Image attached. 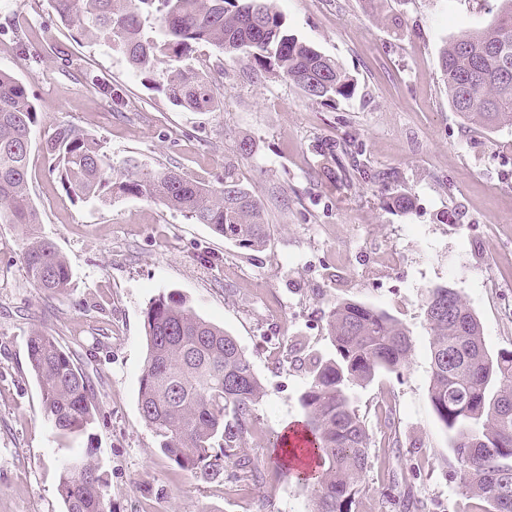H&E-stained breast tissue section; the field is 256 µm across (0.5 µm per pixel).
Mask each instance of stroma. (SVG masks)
<instances>
[{"instance_id":"35a3bbf8","label":"stroma","mask_w":512,"mask_h":512,"mask_svg":"<svg viewBox=\"0 0 512 512\" xmlns=\"http://www.w3.org/2000/svg\"><path fill=\"white\" fill-rule=\"evenodd\" d=\"M498 0H276L288 30L337 60L357 81L347 99L308 100L274 71L196 44L188 59L218 90L196 112L159 92L165 66L135 72L102 42L80 39L49 0H0V71L23 82L35 104L29 186L41 222L71 270L49 297L25 274L24 229L0 224V512H63L59 460L97 450L111 484L112 512H308L311 489L276 463L274 435L303 419L310 373L280 367L291 347L328 358L331 303L381 309L409 329L413 351L401 374L355 388L373 439L389 404L402 453L388 469L418 463L416 496L431 512H465L451 435L429 398L430 330L421 303L432 288L456 289L478 317L490 352L512 350V126L463 122L448 104L438 58L465 31L489 25ZM223 68H216V59ZM61 126L100 140L114 165L130 157L224 180L232 163L261 198L275 231L259 252L240 249L207 225L143 197L104 190L68 197L47 140ZM251 154L239 151L243 139ZM350 150L368 179L326 181L318 151ZM405 190L412 208L388 198ZM383 287H376V280ZM176 290L224 328L249 357L265 394L246 454L259 487L203 482L162 453L138 406L146 363L144 311ZM55 336L94 388L90 435L60 437L47 421L27 358L33 329Z\"/></svg>"}]
</instances>
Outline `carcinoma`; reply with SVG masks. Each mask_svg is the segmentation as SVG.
<instances>
[{
  "label": "carcinoma",
  "mask_w": 512,
  "mask_h": 512,
  "mask_svg": "<svg viewBox=\"0 0 512 512\" xmlns=\"http://www.w3.org/2000/svg\"><path fill=\"white\" fill-rule=\"evenodd\" d=\"M61 21L80 36L108 43L130 66L151 73L171 66L158 86L175 106L207 111L215 93L207 80L178 62L208 42L229 55L244 54L255 67L275 70L314 101L351 97L356 89L342 65L288 33L273 0H49ZM159 32L144 34L154 14ZM439 68L448 104L465 122L512 126V0H500L493 23L447 43ZM36 108L26 87L0 71V224L40 223L28 185V155ZM66 194L89 199L110 187L158 201L247 251L270 238L264 205L244 186L233 165L215 188L165 169L144 171L128 159L115 171L103 146L72 127L46 143ZM322 176L336 180V145L320 148ZM24 268L49 296L62 293L70 268L56 246L27 238ZM431 331L430 400L452 433L460 489L480 504L471 512H512V350H488L481 323L454 289L428 291L422 302ZM327 327L334 356L290 359L308 366L311 380L300 398L303 429L311 437L315 478L309 512H362L368 472L383 462L371 451L363 417L351 400L356 387L380 372L397 373L412 354L409 330L389 313L353 300L331 305ZM146 364L138 404L159 449L181 469L203 479L245 478L257 485L262 471L245 454L264 395L250 360L224 329L202 319L177 291L160 294L144 311ZM30 370L44 414L63 437L87 433L95 422L94 390L57 340L40 330L28 337ZM97 449L80 448L59 462L58 494L64 512H111ZM398 512H426L411 493H398Z\"/></svg>",
  "instance_id": "obj_1"
}]
</instances>
